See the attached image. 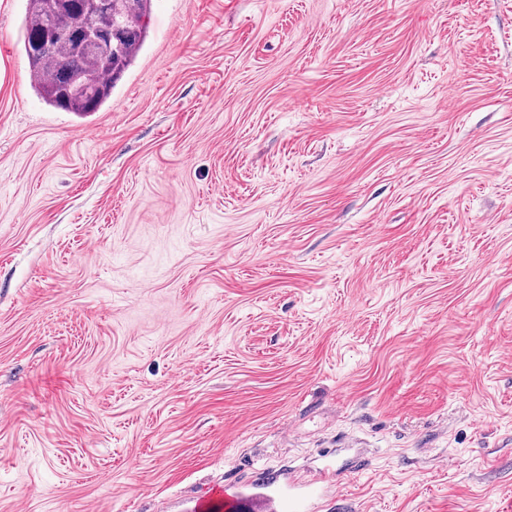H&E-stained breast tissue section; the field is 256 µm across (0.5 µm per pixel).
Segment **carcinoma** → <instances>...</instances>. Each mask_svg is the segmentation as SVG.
Instances as JSON below:
<instances>
[{
    "label": "carcinoma",
    "instance_id": "1",
    "mask_svg": "<svg viewBox=\"0 0 512 512\" xmlns=\"http://www.w3.org/2000/svg\"><path fill=\"white\" fill-rule=\"evenodd\" d=\"M150 7L151 0H112V11L94 13L86 0H27L24 51L36 91L54 107L80 113L99 111L143 46ZM116 23L127 31L112 40L104 55L83 50L75 41V34L88 25L107 27ZM73 78L88 83L90 93L72 96Z\"/></svg>",
    "mask_w": 512,
    "mask_h": 512
}]
</instances>
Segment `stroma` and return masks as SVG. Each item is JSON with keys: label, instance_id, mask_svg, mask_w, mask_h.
Instances as JSON below:
<instances>
[{"label": "stroma", "instance_id": "35a3bbf8", "mask_svg": "<svg viewBox=\"0 0 512 512\" xmlns=\"http://www.w3.org/2000/svg\"><path fill=\"white\" fill-rule=\"evenodd\" d=\"M0 0V512H512V0H152L99 111ZM277 479L271 478L261 483H257L251 487L248 495L259 511L262 512H284L285 510H296L295 505L289 499L286 500L280 493L275 490Z\"/></svg>", "mask_w": 512, "mask_h": 512}]
</instances>
